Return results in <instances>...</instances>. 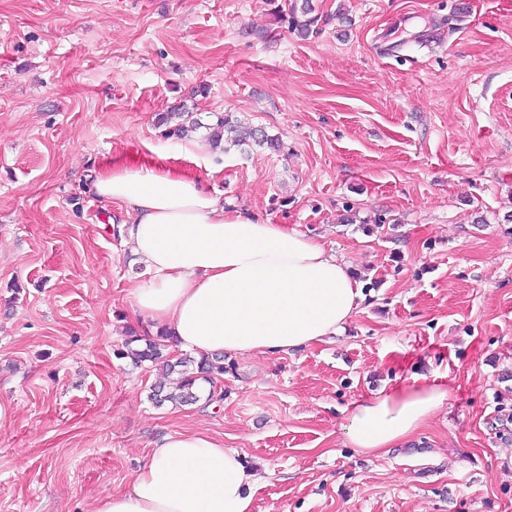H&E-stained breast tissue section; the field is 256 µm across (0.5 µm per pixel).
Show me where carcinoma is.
I'll return each instance as SVG.
<instances>
[{
    "label": "carcinoma",
    "instance_id": "carcinoma-1",
    "mask_svg": "<svg viewBox=\"0 0 512 512\" xmlns=\"http://www.w3.org/2000/svg\"><path fill=\"white\" fill-rule=\"evenodd\" d=\"M318 22L313 16V6L310 0H302L301 5H295L292 9L291 25L301 37L309 34L311 27ZM178 120L173 128L166 132L168 137H182L185 128L197 129L201 123L190 112H168L159 115L158 123L167 125L172 120ZM207 130V139L217 148L225 142L235 146L242 145L246 140H252L259 147L278 152L282 149L279 139L270 137L265 133L251 129L247 135L240 134V125L231 112L215 113L210 123L204 126ZM173 344L171 337L162 333L151 336L149 334L131 333L122 350L117 355L129 358L135 365L149 363L156 367L162 375L161 380L151 389L150 399L157 405L166 402L179 405H192L200 401L198 381H204L210 385L206 401L214 402L223 399V392L218 390V383L224 380V356L214 355L202 357L198 360L184 356L173 359L168 355L167 349Z\"/></svg>",
    "mask_w": 512,
    "mask_h": 512
}]
</instances>
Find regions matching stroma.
Returning <instances> with one entry per match:
<instances>
[{
	"label": "stroma",
	"mask_w": 512,
	"mask_h": 512,
	"mask_svg": "<svg viewBox=\"0 0 512 512\" xmlns=\"http://www.w3.org/2000/svg\"><path fill=\"white\" fill-rule=\"evenodd\" d=\"M294 2L0 0V512H94L188 431L245 453L252 512H512V0H312L305 39ZM173 111L283 149L166 137ZM133 160L323 242L362 286L344 331L154 405L116 355L138 268L89 190ZM418 374L448 405L349 446V406ZM312 13L313 6L309 0H303L300 6L297 4L293 6L291 25L299 36L306 37L311 27L318 22V18L315 15L312 16Z\"/></svg>",
	"instance_id": "1"
}]
</instances>
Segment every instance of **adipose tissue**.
I'll list each match as a JSON object with an SVG mask.
<instances>
[{
	"instance_id": "adipose-tissue-1",
	"label": "adipose tissue",
	"mask_w": 512,
	"mask_h": 512,
	"mask_svg": "<svg viewBox=\"0 0 512 512\" xmlns=\"http://www.w3.org/2000/svg\"><path fill=\"white\" fill-rule=\"evenodd\" d=\"M93 192L119 205L140 275L133 308L150 332L195 356L285 353L344 329L362 299L347 265L284 224L224 208L200 178L160 165H105ZM426 376L353 404L343 431L373 453L408 443L448 402ZM255 479L239 449L203 432L162 437L124 491L95 512H251Z\"/></svg>"
}]
</instances>
